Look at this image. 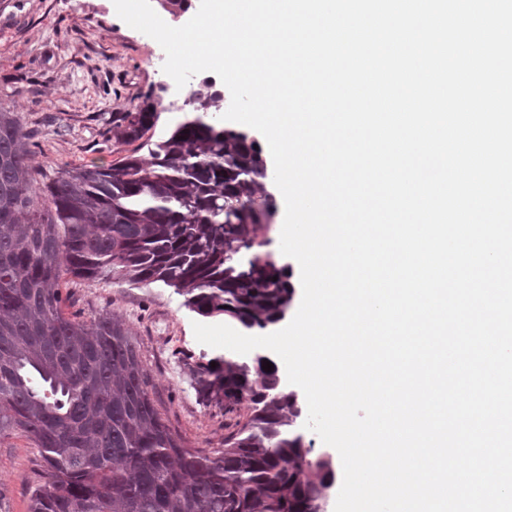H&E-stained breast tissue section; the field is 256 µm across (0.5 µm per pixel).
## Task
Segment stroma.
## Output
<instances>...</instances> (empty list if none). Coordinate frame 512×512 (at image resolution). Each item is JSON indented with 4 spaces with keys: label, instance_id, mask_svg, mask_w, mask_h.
Masks as SVG:
<instances>
[{
    "label": "stroma",
    "instance_id": "stroma-1",
    "mask_svg": "<svg viewBox=\"0 0 512 512\" xmlns=\"http://www.w3.org/2000/svg\"><path fill=\"white\" fill-rule=\"evenodd\" d=\"M165 53L122 21L113 0H0V107H14L34 134L42 181L64 167L108 165L139 147L112 127L119 112L150 101L159 119L153 138L172 130L201 76L176 89L163 72ZM72 312L91 319L109 311L136 336L155 404L190 448L221 447L224 410L199 402L185 360L215 355L199 343L197 317L173 289L70 280ZM44 476L37 449L20 435L0 437V502L28 512L29 490Z\"/></svg>",
    "mask_w": 512,
    "mask_h": 512
}]
</instances>
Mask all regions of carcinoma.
Instances as JSON below:
<instances>
[{"label": "carcinoma", "instance_id": "1", "mask_svg": "<svg viewBox=\"0 0 512 512\" xmlns=\"http://www.w3.org/2000/svg\"><path fill=\"white\" fill-rule=\"evenodd\" d=\"M220 99L204 82L148 157L44 184L32 132L0 107V437L26 436L47 469L29 512H325L335 461L310 456L294 394L262 356L188 364L199 400L236 417L222 447L188 448L155 407L125 322L65 312L70 277L160 282L196 315L250 331L284 318L294 290L261 237L277 212L263 148L208 117ZM156 117L147 102L112 124L137 141Z\"/></svg>", "mask_w": 512, "mask_h": 512}]
</instances>
